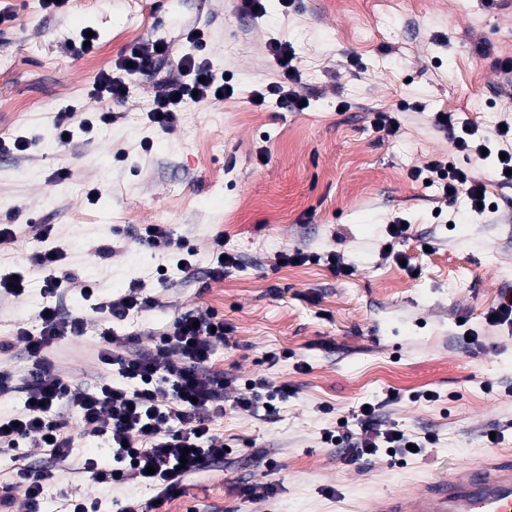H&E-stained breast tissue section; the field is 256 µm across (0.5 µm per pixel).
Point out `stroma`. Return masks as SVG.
<instances>
[{
  "label": "stroma",
  "instance_id": "obj_1",
  "mask_svg": "<svg viewBox=\"0 0 512 512\" xmlns=\"http://www.w3.org/2000/svg\"><path fill=\"white\" fill-rule=\"evenodd\" d=\"M13 15L0 24V137L26 136L30 150L0 153V224L14 225L6 266L26 265L50 224L63 249L62 272L120 294L132 280L148 285L154 307L115 323L127 356L152 351L156 331L186 312L223 318L229 341L216 344L212 368L238 384L288 385L291 394L269 419L225 407L213 429L230 452L183 482L182 494L157 512H371L377 496L411 494L449 469L497 451L512 456V326L487 313L512 296V185L500 184L492 161L473 168L495 212L436 218L441 193L412 177L439 159L465 165L438 111L457 113L490 134L512 120V0H267L253 19L235 0H0ZM203 35L215 73L233 77L235 93L191 105L160 129L147 113L171 78L178 57L194 53L190 30ZM98 39L72 51L84 31ZM296 52L308 98L302 112L257 107L253 90L281 80L267 55L271 39ZM161 40L166 55L130 78L115 104L112 128L54 143L57 113L95 112L90 90L133 45ZM389 112L394 134L377 131ZM67 171L58 180V171ZM402 220L398 238L389 224ZM185 240L188 268L167 284L154 276L170 250L139 236L150 225ZM238 255L239 268L212 278L216 235ZM109 245L110 258H95ZM301 251V265L280 263ZM350 274L333 273L328 254ZM95 327L56 343L50 359L72 385L90 389L101 368ZM14 391L0 415L23 407L20 386L31 363L22 345L0 349ZM379 407L385 427L433 435L423 456L383 454L352 459L322 434L359 432L363 403ZM505 428V439L485 435ZM279 461L268 468L266 457ZM274 486L263 503L246 486ZM147 500L140 484L105 488L65 470L46 489L40 512H59V492Z\"/></svg>",
  "mask_w": 512,
  "mask_h": 512
}]
</instances>
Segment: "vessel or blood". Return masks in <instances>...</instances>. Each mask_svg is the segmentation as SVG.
<instances>
[{
    "label": "vessel or blood",
    "instance_id": "obj_1",
    "mask_svg": "<svg viewBox=\"0 0 512 512\" xmlns=\"http://www.w3.org/2000/svg\"><path fill=\"white\" fill-rule=\"evenodd\" d=\"M373 512H512V459L450 470L414 496L378 498Z\"/></svg>",
    "mask_w": 512,
    "mask_h": 512
}]
</instances>
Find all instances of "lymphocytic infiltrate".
<instances>
[{
  "label": "lymphocytic infiltrate",
  "instance_id": "1",
  "mask_svg": "<svg viewBox=\"0 0 512 512\" xmlns=\"http://www.w3.org/2000/svg\"><path fill=\"white\" fill-rule=\"evenodd\" d=\"M268 50L287 75L286 84H272L257 90L260 99H274L283 109L299 111L302 96L293 89L294 53L287 44L271 40ZM156 43H139L120 58L116 72L102 73L94 86L99 99L124 97L126 77L141 72L157 56ZM178 76L168 82L163 94L154 100L151 122L169 128L177 120L182 103L192 97L216 99L226 92L229 82L216 74L207 59L185 55L178 59ZM413 178L427 177L429 184L438 186L445 202L455 205L466 198L469 207L483 206L493 210L491 201H479L478 190L483 184L470 170L434 160L412 171ZM62 249L44 248L28 258V270L19 274H0V293L21 297L32 282H39L42 304L37 312L39 331L23 326L14 327L10 337L0 341L7 349L23 343L33 369L32 380L24 392L27 402L14 418L0 419V448L21 452L25 441L37 437L45 443L53 468L19 467L12 483L0 488V506H11L15 493H22L30 512H36L44 488L66 468L75 444L69 419L77 417L86 435L101 439L112 455L111 467H101L96 459L86 458L81 470L97 484L136 481L152 487L154 496L147 502L131 500L123 512H155L165 500L180 492L184 480L204 469L205 465L223 459L224 440L213 433L211 423L224 413L223 375L213 371L211 356L216 342L225 341L228 333L223 320L213 314H185L177 317L159 334L154 353L120 357L112 352L117 338L112 321L125 320L130 313L150 309L153 301L146 293L144 281L131 284L118 297L97 294L86 281L75 275L57 276L56 268L64 260ZM78 291L90 301L98 314V360L103 367H116L119 382L100 378L94 390L72 386L56 374L47 359V351L61 338L85 334L86 319L62 317L58 302L61 291ZM324 443L344 448L346 455L359 457L377 452L408 455L410 447L426 449L432 437L396 434L383 428L377 406H370L361 415L358 435L324 432Z\"/></svg>",
  "mask_w": 512,
  "mask_h": 512
}]
</instances>
